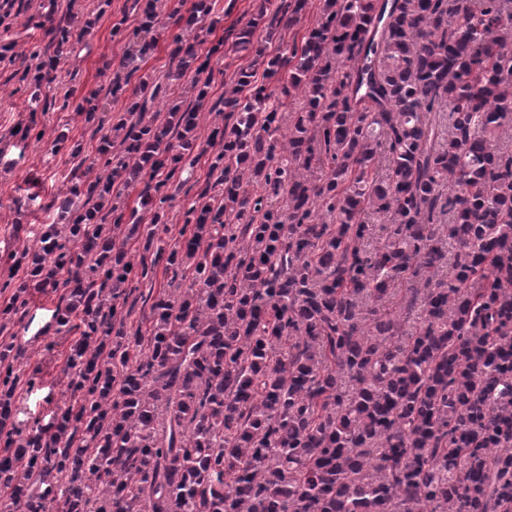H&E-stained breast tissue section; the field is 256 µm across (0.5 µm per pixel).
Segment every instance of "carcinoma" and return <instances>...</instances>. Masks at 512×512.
Returning <instances> with one entry per match:
<instances>
[{
  "label": "carcinoma",
  "mask_w": 512,
  "mask_h": 512,
  "mask_svg": "<svg viewBox=\"0 0 512 512\" xmlns=\"http://www.w3.org/2000/svg\"><path fill=\"white\" fill-rule=\"evenodd\" d=\"M135 4L112 35L144 56L174 20L176 71L129 96L112 81L125 113L38 250L17 246L26 279L0 285L6 322L30 289H64L56 333L79 334L65 401L28 438L0 345V512H512V0H322L300 43L259 44L209 110L225 39L202 52L208 0ZM305 4L273 17L291 29ZM270 6L227 30L234 49ZM25 10L3 0L0 24ZM93 29L70 12L55 54L30 46L31 98ZM183 80L193 103L167 102ZM100 109L92 92L74 112ZM64 150L83 146L62 130ZM204 156L214 181L168 244L169 186Z\"/></svg>",
  "instance_id": "obj_1"
}]
</instances>
